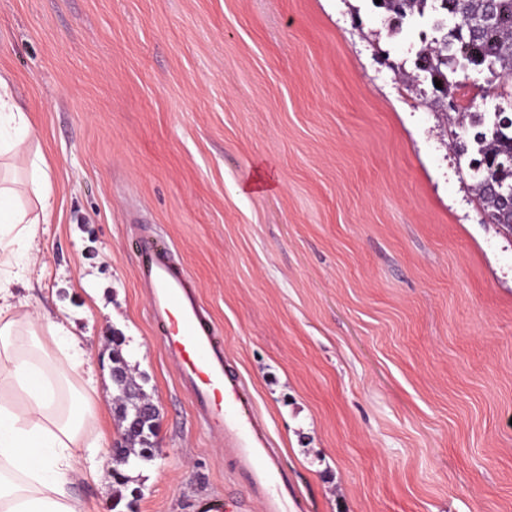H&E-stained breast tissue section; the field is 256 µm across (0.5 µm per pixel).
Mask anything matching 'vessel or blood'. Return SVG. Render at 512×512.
<instances>
[{"label":"vessel or blood","instance_id":"obj_1","mask_svg":"<svg viewBox=\"0 0 512 512\" xmlns=\"http://www.w3.org/2000/svg\"><path fill=\"white\" fill-rule=\"evenodd\" d=\"M138 279L148 290L153 332L190 388L194 407L218 431L237 475L255 492L263 512H297L298 496L270 448L254 398L225 368L224 339L170 245L158 236L134 240Z\"/></svg>","mask_w":512,"mask_h":512}]
</instances>
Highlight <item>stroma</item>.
<instances>
[{
  "instance_id": "35a3bbf8",
  "label": "stroma",
  "mask_w": 512,
  "mask_h": 512,
  "mask_svg": "<svg viewBox=\"0 0 512 512\" xmlns=\"http://www.w3.org/2000/svg\"><path fill=\"white\" fill-rule=\"evenodd\" d=\"M438 36L372 0H0V73L53 172L14 291L83 339L107 448L112 335L158 405L130 512H260L151 329L144 233L197 284L303 512H512V233L416 68ZM453 79L512 113V83Z\"/></svg>"
}]
</instances>
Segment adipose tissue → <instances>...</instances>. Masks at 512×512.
<instances>
[{
  "mask_svg": "<svg viewBox=\"0 0 512 512\" xmlns=\"http://www.w3.org/2000/svg\"><path fill=\"white\" fill-rule=\"evenodd\" d=\"M0 76V512H88L74 485L106 461L94 402L74 385L89 355L64 322L14 302L11 284L53 209L51 169Z\"/></svg>",
  "mask_w": 512,
  "mask_h": 512,
  "instance_id": "1",
  "label": "adipose tissue"
}]
</instances>
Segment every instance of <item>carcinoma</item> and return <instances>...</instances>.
Wrapping results in <instances>:
<instances>
[{
    "label": "carcinoma",
    "instance_id": "carcinoma-1",
    "mask_svg": "<svg viewBox=\"0 0 512 512\" xmlns=\"http://www.w3.org/2000/svg\"><path fill=\"white\" fill-rule=\"evenodd\" d=\"M442 14L435 20L437 29L446 26L447 17L456 19L454 26L440 40L423 46L418 52L416 67L425 73L430 84L441 82L435 92L448 98L450 110H457L449 80L465 65L487 70L495 77L512 76V0H381V5L403 21L414 14L424 15L428 3ZM469 124L463 134L474 129L476 156L470 158V170L479 176L474 192L488 217L512 232V114L494 113L493 117L468 112ZM112 386L118 391V421L121 441L112 455V479L119 486L129 482L123 468L152 460L155 456L152 437L157 425L152 419L142 423L134 434L128 427L139 407L148 401L134 379L117 342H112Z\"/></svg>",
    "mask_w": 512,
    "mask_h": 512
}]
</instances>
